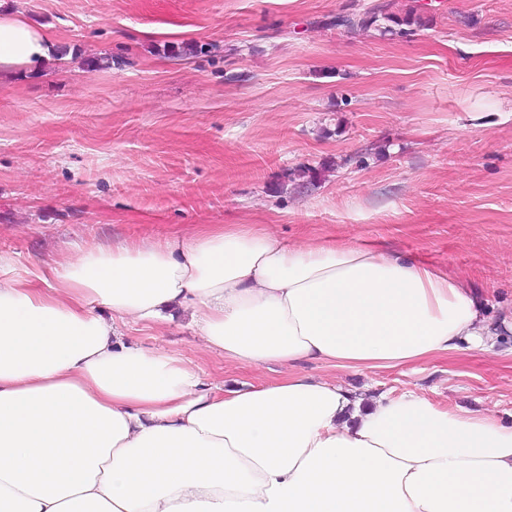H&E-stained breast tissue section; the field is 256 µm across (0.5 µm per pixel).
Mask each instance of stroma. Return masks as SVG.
<instances>
[{
    "mask_svg": "<svg viewBox=\"0 0 512 512\" xmlns=\"http://www.w3.org/2000/svg\"><path fill=\"white\" fill-rule=\"evenodd\" d=\"M379 5L411 18L347 32ZM66 48L0 68V270L266 224L295 244L353 237L468 279L512 309V0H0ZM193 44L183 52L181 42ZM225 388L185 316L122 326ZM304 372L357 394L512 410V332L414 367ZM378 12L368 11L362 14H350L336 16V19L330 24L336 26V28H343L348 32L367 29L372 25L376 24L379 20Z\"/></svg>",
    "mask_w": 512,
    "mask_h": 512,
    "instance_id": "1",
    "label": "stroma"
}]
</instances>
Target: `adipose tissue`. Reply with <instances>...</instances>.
I'll return each instance as SVG.
<instances>
[{
    "instance_id": "1",
    "label": "adipose tissue",
    "mask_w": 512,
    "mask_h": 512,
    "mask_svg": "<svg viewBox=\"0 0 512 512\" xmlns=\"http://www.w3.org/2000/svg\"><path fill=\"white\" fill-rule=\"evenodd\" d=\"M50 55L48 35L0 17V67ZM42 281L0 275V512H512L497 413L299 370L494 347L463 279L352 238L292 246L265 224H206L88 249ZM177 309L226 365L284 375L224 390L115 327Z\"/></svg>"
}]
</instances>
